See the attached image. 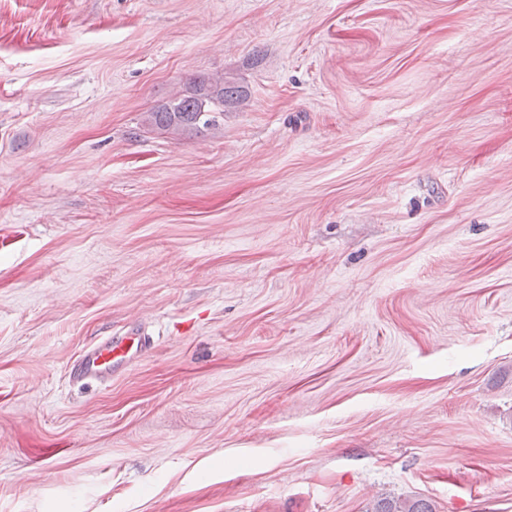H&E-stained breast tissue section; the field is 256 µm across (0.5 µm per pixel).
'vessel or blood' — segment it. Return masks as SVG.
<instances>
[{
    "label": "vessel or blood",
    "mask_w": 512,
    "mask_h": 512,
    "mask_svg": "<svg viewBox=\"0 0 512 512\" xmlns=\"http://www.w3.org/2000/svg\"><path fill=\"white\" fill-rule=\"evenodd\" d=\"M150 349L151 341L140 326H129L125 332L87 346L71 368L70 381L74 384L108 382L131 362L133 355H146Z\"/></svg>",
    "instance_id": "obj_1"
}]
</instances>
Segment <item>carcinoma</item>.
I'll return each mask as SVG.
<instances>
[{
	"label": "carcinoma",
	"instance_id": "1",
	"mask_svg": "<svg viewBox=\"0 0 512 512\" xmlns=\"http://www.w3.org/2000/svg\"><path fill=\"white\" fill-rule=\"evenodd\" d=\"M247 99L243 87L234 78L212 79L197 76L190 79L185 89L166 103L148 112L145 120L151 129L166 132H190L208 128L216 115ZM372 512H433L429 504L420 500L411 502L382 499Z\"/></svg>",
	"mask_w": 512,
	"mask_h": 512
}]
</instances>
